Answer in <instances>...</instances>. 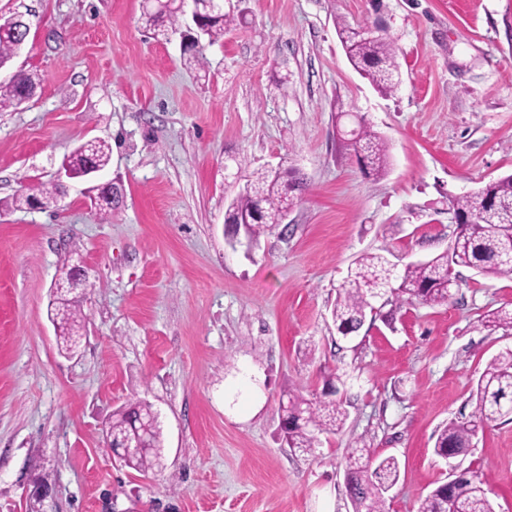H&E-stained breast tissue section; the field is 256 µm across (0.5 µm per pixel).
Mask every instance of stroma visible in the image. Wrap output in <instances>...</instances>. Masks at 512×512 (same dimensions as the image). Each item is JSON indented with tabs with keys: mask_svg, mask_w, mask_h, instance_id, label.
Returning a JSON list of instances; mask_svg holds the SVG:
<instances>
[{
	"mask_svg": "<svg viewBox=\"0 0 512 512\" xmlns=\"http://www.w3.org/2000/svg\"><path fill=\"white\" fill-rule=\"evenodd\" d=\"M246 25L206 50L205 79L182 65L179 35L154 37L142 0H0L28 13L18 71L36 95L0 111V512H28L35 476L50 512H352L346 450L365 437L400 463L386 512H419L450 466L512 512V420L479 431L446 463L438 431L468 416L470 392L512 335L488 311L512 307V279L457 268L447 303L406 305L340 335L331 306L365 253L405 265L445 251L452 205L512 173V0H224ZM382 29L402 82L378 93L350 65L337 19ZM358 115L390 147L366 176L336 118ZM112 147L122 179L111 214L83 180L57 202L15 209L52 185L77 145ZM306 182L287 233L230 246L224 217L254 170ZM83 262L86 331L61 354L48 316L63 264ZM347 417L312 453L288 448L289 390ZM149 403L163 467L115 462V409Z\"/></svg>",
	"mask_w": 512,
	"mask_h": 512,
	"instance_id": "stroma-1",
	"label": "stroma"
}]
</instances>
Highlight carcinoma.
<instances>
[{
    "mask_svg": "<svg viewBox=\"0 0 512 512\" xmlns=\"http://www.w3.org/2000/svg\"><path fill=\"white\" fill-rule=\"evenodd\" d=\"M143 19L154 35L168 37L182 33L190 40L197 35L203 44L188 43L183 50L184 65L193 71L204 70L205 44L224 38V32L247 23L246 16L224 10V0H215L209 12L200 20L198 30L184 32L183 14L170 8L163 15L143 10ZM336 31L353 68L368 79L382 95L395 92L400 84L396 51L384 37L370 39L347 23L336 21ZM16 52V39L9 30L0 29V65L9 62ZM40 85L38 75L22 71L11 82L0 85V109L13 106L27 90ZM353 150L364 173L379 176L388 164L385 139L363 121H358ZM111 146L94 139L82 144L68 157L76 173L87 161L106 168L111 161ZM303 190V179L290 170H260L254 173L246 190L233 200L226 213L227 232H244L256 241L282 224L285 211L294 205ZM55 187L43 184L31 186L15 199L18 207H30L37 198H49ZM454 212L460 216L475 215L472 224L456 225L448 250L432 258L399 268L380 254L360 256L350 269L347 280L336 296L331 319L336 329L355 332L373 313L376 299L386 297L385 304L401 305L418 302L436 306L448 302L449 285L456 283L455 269L467 267L484 275L512 278V175L489 181L470 195L456 200ZM61 339V349L70 353L85 331V316L71 294L56 297L52 317ZM490 331H512V309L501 307L482 318ZM472 411L462 420L448 422L437 436L434 452L437 456H462L469 452L479 430L498 420L512 419V349L493 356L470 393ZM281 425L288 447L308 453L317 444V435L334 433L346 420L342 403L334 399L311 401L302 393L288 394L281 404ZM150 427L154 447L120 459V463L143 475L162 467V429L153 419L152 406L137 402L113 412L106 435L135 439L144 426ZM346 484L351 500L362 512H384L385 494L399 479V463L393 457L373 461L371 449L361 438L348 446ZM484 482L465 471L450 481L439 484L422 501L420 512H494L487 498Z\"/></svg>",
    "mask_w": 512,
    "mask_h": 512,
    "instance_id": "1",
    "label": "carcinoma"
}]
</instances>
